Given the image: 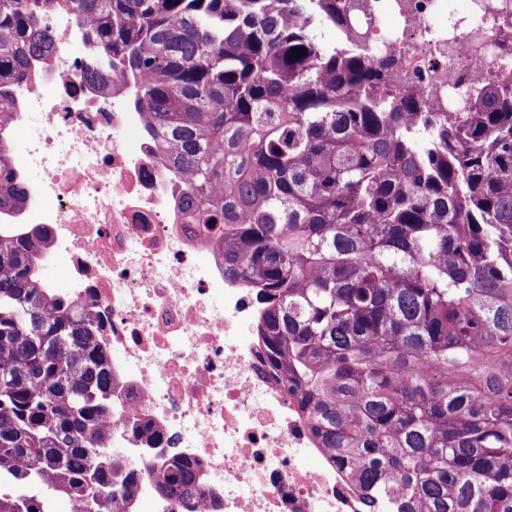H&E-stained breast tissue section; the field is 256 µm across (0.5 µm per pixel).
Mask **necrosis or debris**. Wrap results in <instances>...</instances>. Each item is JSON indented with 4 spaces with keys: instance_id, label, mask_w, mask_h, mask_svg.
<instances>
[{
    "instance_id": "obj_1",
    "label": "necrosis or debris",
    "mask_w": 512,
    "mask_h": 512,
    "mask_svg": "<svg viewBox=\"0 0 512 512\" xmlns=\"http://www.w3.org/2000/svg\"><path fill=\"white\" fill-rule=\"evenodd\" d=\"M362 3L344 41L389 59L391 87L420 89L427 108L455 111L472 80L512 64L499 0H466L458 16L442 0ZM40 25L53 47L8 88L11 118L0 125L1 151L24 146L15 172L27 199L0 223L45 225L40 261L62 266L57 291L93 301L105 321L121 404L112 445L138 475L135 512H182L147 475L175 455L200 470L206 512H365L272 378L256 336L264 300L225 271L211 234L182 209V182L135 103L136 83L105 92L84 79L112 68L69 11H46ZM145 419L159 445L132 434Z\"/></svg>"
}]
</instances>
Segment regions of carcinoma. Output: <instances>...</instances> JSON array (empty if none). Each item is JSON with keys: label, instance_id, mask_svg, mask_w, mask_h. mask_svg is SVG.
Here are the masks:
<instances>
[{"label": "carcinoma", "instance_id": "cac0c4a2", "mask_svg": "<svg viewBox=\"0 0 512 512\" xmlns=\"http://www.w3.org/2000/svg\"><path fill=\"white\" fill-rule=\"evenodd\" d=\"M58 8L144 78L181 205L265 298L275 379L360 496L512 512V69L430 112L386 64L321 42L346 0H0V84L47 53L39 16ZM25 200L0 153V208ZM47 243L0 229V512H132L105 433L112 351L93 304L42 279ZM134 433L161 441L150 421ZM148 474L188 506L203 494L180 456Z\"/></svg>", "mask_w": 512, "mask_h": 512}]
</instances>
